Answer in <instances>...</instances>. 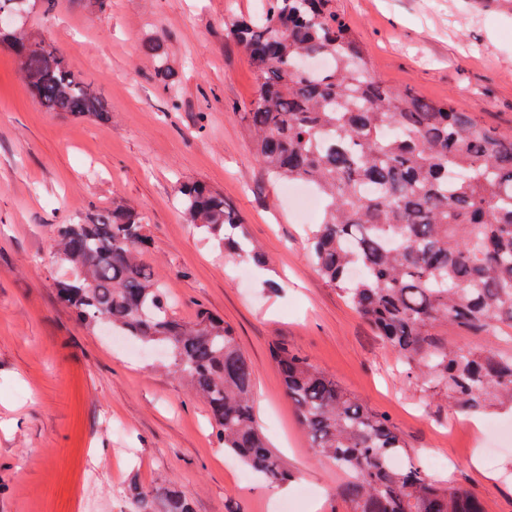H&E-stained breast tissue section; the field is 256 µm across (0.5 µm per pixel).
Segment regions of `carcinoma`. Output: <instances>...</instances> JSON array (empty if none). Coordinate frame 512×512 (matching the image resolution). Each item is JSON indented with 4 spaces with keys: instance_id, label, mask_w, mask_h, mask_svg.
I'll return each instance as SVG.
<instances>
[{
    "instance_id": "1",
    "label": "carcinoma",
    "mask_w": 512,
    "mask_h": 512,
    "mask_svg": "<svg viewBox=\"0 0 512 512\" xmlns=\"http://www.w3.org/2000/svg\"><path fill=\"white\" fill-rule=\"evenodd\" d=\"M28 0H0V48L14 56L29 93L49 112L106 123L107 101L44 34L19 21ZM256 80L247 112L253 153L268 177L310 185L322 202L308 258L323 279L427 385L444 386L457 412L512 404V355L464 352L436 339L448 324L470 336H512V134L484 127L408 90L375 80L333 0H267L232 24ZM171 102L178 87L158 42L145 46ZM176 196L187 223L243 261L249 246L224 197L197 182ZM146 217L118 201L76 224H57L54 257L71 277L58 296L89 332L109 329L168 353L206 402L224 451L268 484L293 473L255 416V373L224 321L204 309L185 321L143 264ZM272 360L310 447L348 475L336 494L351 512H484L468 491L414 465L392 423L300 354ZM137 512H193L187 495L131 487Z\"/></svg>"
}]
</instances>
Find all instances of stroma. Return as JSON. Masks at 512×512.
Returning <instances> with one entry per match:
<instances>
[{
  "instance_id": "obj_1",
  "label": "stroma",
  "mask_w": 512,
  "mask_h": 512,
  "mask_svg": "<svg viewBox=\"0 0 512 512\" xmlns=\"http://www.w3.org/2000/svg\"><path fill=\"white\" fill-rule=\"evenodd\" d=\"M266 0H112L94 12L56 0L28 26L45 31L107 100L110 122L46 111L0 50V512H136L131 485L182 490L194 512H350L344 474L313 453L270 357L308 358L406 441L404 463L471 492L484 512H512V443L484 432L411 374L398 353L328 286L307 258V224L271 182L244 114L253 70L230 28ZM376 80L512 131V0H335ZM163 42L180 89L170 107L143 54ZM223 194L268 258L228 257L187 224L182 181ZM122 200L147 220L143 262L181 316L205 308L238 338L255 372V412L294 478L287 491L220 448L210 412L166 361L89 333L56 293L67 268L54 225ZM484 470L476 472L473 457Z\"/></svg>"
}]
</instances>
